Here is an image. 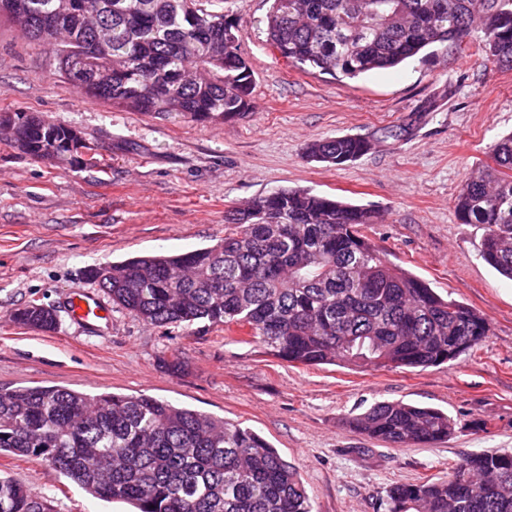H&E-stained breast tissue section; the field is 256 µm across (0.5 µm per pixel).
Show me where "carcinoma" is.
<instances>
[{
    "instance_id": "obj_1",
    "label": "carcinoma",
    "mask_w": 512,
    "mask_h": 512,
    "mask_svg": "<svg viewBox=\"0 0 512 512\" xmlns=\"http://www.w3.org/2000/svg\"><path fill=\"white\" fill-rule=\"evenodd\" d=\"M5 15L51 46L53 74L138 112L226 122L252 109L253 72L224 0H0ZM482 23L490 60L512 67V0H271L268 42L291 64L354 79L395 68ZM78 128L35 112H1L0 134L33 160L94 166ZM369 143H308L341 166ZM470 172L454 200L484 230L480 257L512 279V133ZM212 246L88 268L116 307L146 325L248 328L266 353L302 366L422 370L450 363L490 331L473 308L390 264L365 234L377 213L309 189H280L224 212ZM12 321L56 328L37 304ZM397 446L448 438L441 410L376 402L351 419ZM40 458L90 495L136 512H313L298 470L258 433L146 394L94 396L57 386L0 390V454ZM386 512H512V452L463 456L439 480L399 483ZM0 512H53L51 500L0 477Z\"/></svg>"
}]
</instances>
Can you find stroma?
I'll list each match as a JSON object with an SVG mask.
<instances>
[{"mask_svg":"<svg viewBox=\"0 0 512 512\" xmlns=\"http://www.w3.org/2000/svg\"><path fill=\"white\" fill-rule=\"evenodd\" d=\"M268 9V0L224 4L254 76L251 112L228 123L88 99L53 75L46 44L0 17V113L74 125L101 159L61 167L0 139V388L141 393L238 422L298 469L314 512H384L391 485L443 478L472 452L512 450V280L480 258L481 228L454 208L466 176L512 131V67L487 61L475 33L396 69L334 79L269 46ZM430 99L438 107L424 111ZM345 135L367 138L369 150L339 167L304 159L307 143ZM295 187L375 209L366 234L388 260L482 313L489 336L438 367L362 371L290 364L220 326H149L116 308L93 336L69 319L66 296L98 290L87 266L212 245L227 209ZM31 303L55 311V330L11 320ZM378 401L440 409L453 431L396 447L353 429L350 418ZM0 475L51 496L55 512H130L39 458L2 453Z\"/></svg>","mask_w":512,"mask_h":512,"instance_id":"obj_1","label":"stroma"}]
</instances>
